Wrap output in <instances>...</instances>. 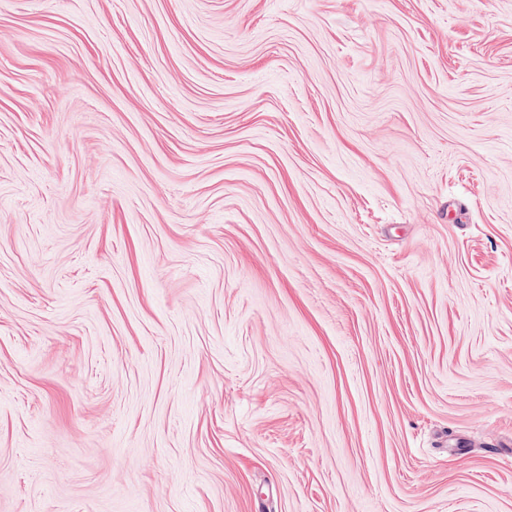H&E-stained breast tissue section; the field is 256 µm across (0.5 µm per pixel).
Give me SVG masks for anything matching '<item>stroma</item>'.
<instances>
[{
	"mask_svg": "<svg viewBox=\"0 0 512 512\" xmlns=\"http://www.w3.org/2000/svg\"><path fill=\"white\" fill-rule=\"evenodd\" d=\"M0 512H512V0H0Z\"/></svg>",
	"mask_w": 512,
	"mask_h": 512,
	"instance_id": "1",
	"label": "stroma"
}]
</instances>
